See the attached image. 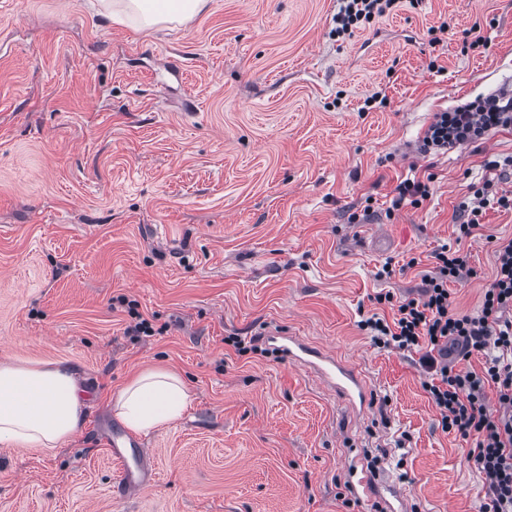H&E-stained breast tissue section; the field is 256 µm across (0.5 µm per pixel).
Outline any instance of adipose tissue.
Segmentation results:
<instances>
[{"label": "adipose tissue", "mask_w": 512, "mask_h": 512, "mask_svg": "<svg viewBox=\"0 0 512 512\" xmlns=\"http://www.w3.org/2000/svg\"><path fill=\"white\" fill-rule=\"evenodd\" d=\"M207 0H114L119 21L142 28L181 24ZM189 393L177 374L149 369L111 397L115 416L130 430L149 433L177 422ZM86 400L71 366L62 363L0 364V445L50 452L81 427Z\"/></svg>", "instance_id": "obj_1"}]
</instances>
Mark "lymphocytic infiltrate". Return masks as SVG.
I'll return each mask as SVG.
<instances>
[{
  "instance_id": "1",
  "label": "lymphocytic infiltrate",
  "mask_w": 512,
  "mask_h": 512,
  "mask_svg": "<svg viewBox=\"0 0 512 512\" xmlns=\"http://www.w3.org/2000/svg\"><path fill=\"white\" fill-rule=\"evenodd\" d=\"M397 0H340L337 36L352 34L359 24L392 9ZM512 129V91L478 97L434 113L424 131V154L445 153L461 145L481 143L494 129ZM493 184L473 186L462 207L460 236H470L484 209L492 204L512 210V197L494 195ZM432 270L423 276L420 298L378 295V303L394 308L393 319L371 316L360 326L374 345L400 351L420 350L426 374L424 388L438 410L443 431L472 441L467 457L477 466L486 488L482 512H512V239L495 249L494 278L479 310L455 311L448 283L471 275L467 253L441 247ZM462 356L483 353L481 371L458 369L448 361L451 349Z\"/></svg>"
}]
</instances>
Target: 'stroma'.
<instances>
[{"instance_id": "obj_1", "label": "stroma", "mask_w": 512, "mask_h": 512, "mask_svg": "<svg viewBox=\"0 0 512 512\" xmlns=\"http://www.w3.org/2000/svg\"><path fill=\"white\" fill-rule=\"evenodd\" d=\"M336 11L208 0L138 29L89 0H0V363H68L86 397L62 448L0 449V512H373L385 481L391 512H480L419 352L359 323L389 314L378 294L419 297L444 245L474 270L449 282L453 309L475 312L492 281L512 211L487 207L466 238L456 216L483 179L512 195V174L485 167L512 155V129L445 155L419 145L433 113L512 89V0H398L345 38ZM472 29L484 46L467 47ZM410 177L429 198L392 208ZM130 301L157 335H126ZM272 330L350 360L368 407ZM154 367L190 404L144 435L155 479L122 495L109 397Z\"/></svg>"}]
</instances>
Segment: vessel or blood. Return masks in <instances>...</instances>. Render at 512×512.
<instances>
[{"instance_id":"vessel-or-blood-1","label":"vessel or blood","mask_w":512,"mask_h":512,"mask_svg":"<svg viewBox=\"0 0 512 512\" xmlns=\"http://www.w3.org/2000/svg\"><path fill=\"white\" fill-rule=\"evenodd\" d=\"M281 350L294 361H304L305 357H313L322 377L342 391L349 399L358 401L360 406L369 403V389L355 366L335 359L323 350H311L307 344L296 336L288 337ZM110 454L121 469L120 488L129 493L141 487L146 480L151 457L137 439H129L127 446L111 443Z\"/></svg>"}]
</instances>
